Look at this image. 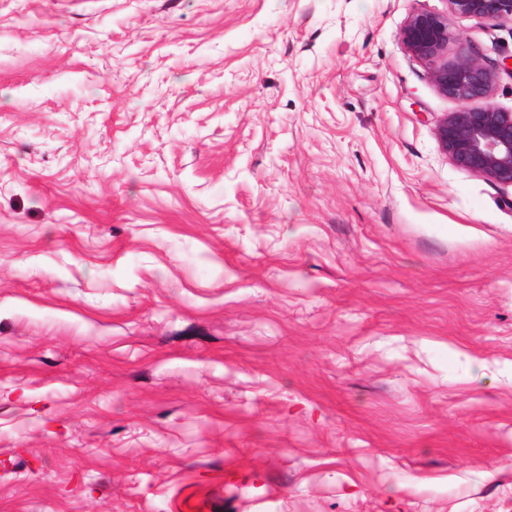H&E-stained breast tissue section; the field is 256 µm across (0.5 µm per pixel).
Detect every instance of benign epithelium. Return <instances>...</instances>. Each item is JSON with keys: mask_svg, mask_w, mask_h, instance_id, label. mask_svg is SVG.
Here are the masks:
<instances>
[{"mask_svg": "<svg viewBox=\"0 0 512 512\" xmlns=\"http://www.w3.org/2000/svg\"><path fill=\"white\" fill-rule=\"evenodd\" d=\"M446 2L445 13H415L401 32L407 50L431 66L438 92L457 103V109L436 125L438 146L454 167L512 187V112L493 101L500 71L508 69L507 63L488 64L463 47L448 58V43L456 39L452 18L512 21V0Z\"/></svg>", "mask_w": 512, "mask_h": 512, "instance_id": "7a95c632", "label": "benign epithelium"}]
</instances>
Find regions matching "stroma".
I'll return each instance as SVG.
<instances>
[{
    "instance_id": "stroma-1",
    "label": "stroma",
    "mask_w": 512,
    "mask_h": 512,
    "mask_svg": "<svg viewBox=\"0 0 512 512\" xmlns=\"http://www.w3.org/2000/svg\"><path fill=\"white\" fill-rule=\"evenodd\" d=\"M446 9L0 0V512H512V188L401 40Z\"/></svg>"
}]
</instances>
